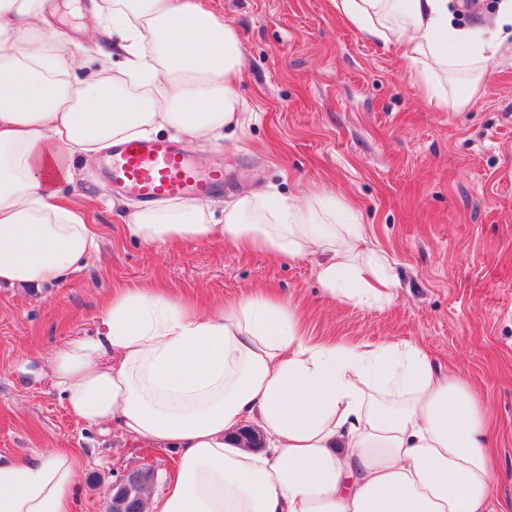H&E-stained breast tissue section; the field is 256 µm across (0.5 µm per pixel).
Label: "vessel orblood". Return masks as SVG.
Instances as JSON below:
<instances>
[{"mask_svg":"<svg viewBox=\"0 0 512 512\" xmlns=\"http://www.w3.org/2000/svg\"><path fill=\"white\" fill-rule=\"evenodd\" d=\"M102 178L114 195L140 204L206 200L224 189L223 167L201 169L179 142L129 138L98 161Z\"/></svg>","mask_w":512,"mask_h":512,"instance_id":"vessel-or-blood-1","label":"vessel or blood"}]
</instances>
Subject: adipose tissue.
Here are the masks:
<instances>
[{
	"mask_svg": "<svg viewBox=\"0 0 512 512\" xmlns=\"http://www.w3.org/2000/svg\"><path fill=\"white\" fill-rule=\"evenodd\" d=\"M364 37L397 48L427 101L458 111L486 87L512 26H463L449 0H333ZM118 38L78 72L47 0H0V287L38 288L78 270L99 236L66 197L80 165L131 137L219 141L243 128L241 35L202 0H90ZM147 247L219 241L290 260L317 257L324 295L391 304L397 280L357 211L320 188L305 200L252 193L222 211L197 200L129 206ZM104 331L55 349L49 377L77 418L119 428L179 465L147 512H493L486 402L440 376L409 342L323 343L277 296L257 291L202 312L147 287L103 303ZM254 426L259 452L241 432ZM81 460L0 459V512H73Z\"/></svg>",
	"mask_w": 512,
	"mask_h": 512,
	"instance_id": "ef3b65f1",
	"label": "adipose tissue"
}]
</instances>
